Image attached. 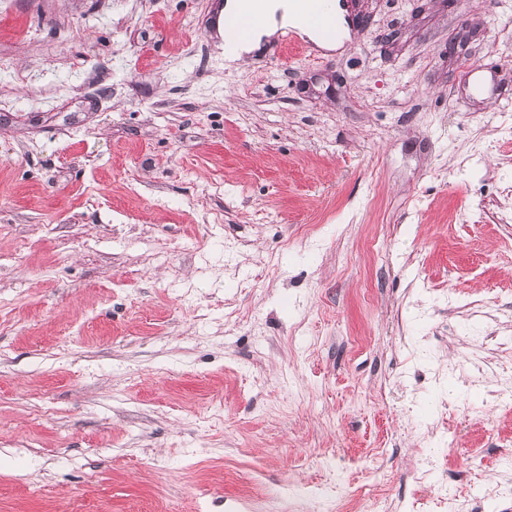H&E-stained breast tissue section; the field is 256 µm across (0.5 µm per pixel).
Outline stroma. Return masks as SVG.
Returning <instances> with one entry per match:
<instances>
[{
	"instance_id": "obj_1",
	"label": "stroma",
	"mask_w": 512,
	"mask_h": 512,
	"mask_svg": "<svg viewBox=\"0 0 512 512\" xmlns=\"http://www.w3.org/2000/svg\"><path fill=\"white\" fill-rule=\"evenodd\" d=\"M221 2L0 0V512H512V0ZM303 0H225L224 19L242 10L238 17L225 20L224 42L235 43L243 34L246 21H257L249 27L246 37L231 48L224 59L228 63L243 61L254 55L261 45L273 37L280 29L296 28L303 31L317 45L326 49H334L343 45L349 38L346 8L340 0H330L339 23L334 39L325 37L320 31L306 23V7ZM242 3V5H241ZM430 468L421 472V483L424 485V493L435 497L440 505V512H467L469 506L468 496H464L459 492L452 491L448 488L447 483L432 482L430 480V472L434 467H442L440 459L430 462ZM443 468V467H442Z\"/></svg>"
}]
</instances>
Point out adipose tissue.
<instances>
[{
    "mask_svg": "<svg viewBox=\"0 0 512 512\" xmlns=\"http://www.w3.org/2000/svg\"><path fill=\"white\" fill-rule=\"evenodd\" d=\"M331 6L339 23L334 38L330 39L307 25L303 0H266L262 19L251 25L246 37L228 51L226 61L235 63L251 57L280 29L288 27L304 31L320 47L334 49L342 46L349 37L346 8L341 0H331Z\"/></svg>",
    "mask_w": 512,
    "mask_h": 512,
    "instance_id": "ef3b65f1",
    "label": "adipose tissue"
}]
</instances>
